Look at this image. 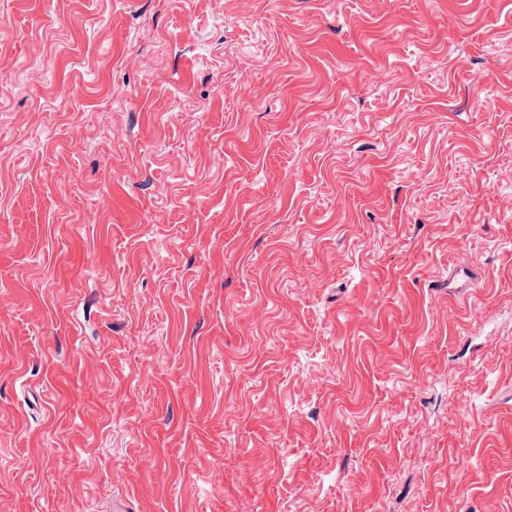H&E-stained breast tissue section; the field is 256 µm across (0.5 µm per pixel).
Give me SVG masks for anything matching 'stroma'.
<instances>
[{"label":"stroma","instance_id":"35a3bbf8","mask_svg":"<svg viewBox=\"0 0 512 512\" xmlns=\"http://www.w3.org/2000/svg\"><path fill=\"white\" fill-rule=\"evenodd\" d=\"M116 500L512 512V0H0V512Z\"/></svg>","mask_w":512,"mask_h":512}]
</instances>
